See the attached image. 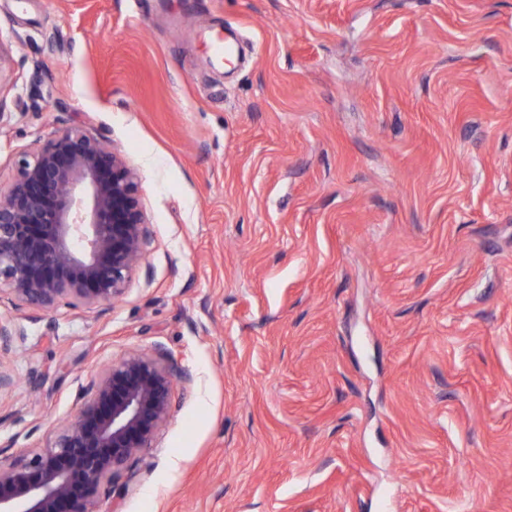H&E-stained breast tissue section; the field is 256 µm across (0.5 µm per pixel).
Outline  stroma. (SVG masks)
I'll list each match as a JSON object with an SVG mask.
<instances>
[{
	"label": "stroma",
	"mask_w": 512,
	"mask_h": 512,
	"mask_svg": "<svg viewBox=\"0 0 512 512\" xmlns=\"http://www.w3.org/2000/svg\"><path fill=\"white\" fill-rule=\"evenodd\" d=\"M0 107V190L81 123L153 233L105 308L0 303V461L160 344L96 512H512V0H0Z\"/></svg>",
	"instance_id": "35a3bbf8"
}]
</instances>
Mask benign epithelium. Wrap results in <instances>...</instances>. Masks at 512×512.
I'll list each match as a JSON object with an SVG mask.
<instances>
[{"label":"benign epithelium","mask_w":512,"mask_h":512,"mask_svg":"<svg viewBox=\"0 0 512 512\" xmlns=\"http://www.w3.org/2000/svg\"><path fill=\"white\" fill-rule=\"evenodd\" d=\"M0 192V302L52 313L123 296L151 242L139 175L88 127L23 154ZM193 375L163 346L131 351L87 385L52 446L0 465V512H95Z\"/></svg>","instance_id":"benign-epithelium-1"}]
</instances>
